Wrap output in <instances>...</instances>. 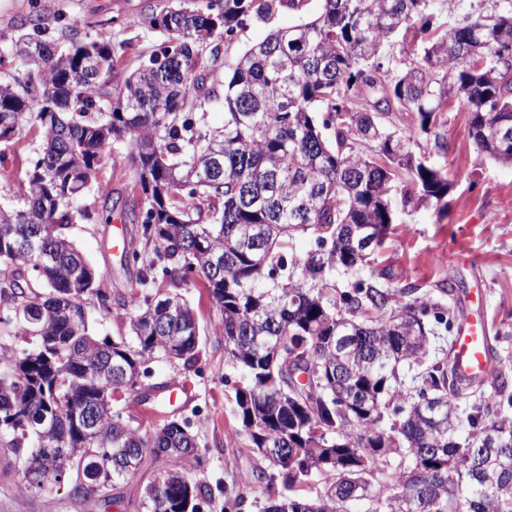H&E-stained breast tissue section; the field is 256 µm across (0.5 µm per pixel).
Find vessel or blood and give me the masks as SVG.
Segmentation results:
<instances>
[{
	"mask_svg": "<svg viewBox=\"0 0 512 512\" xmlns=\"http://www.w3.org/2000/svg\"><path fill=\"white\" fill-rule=\"evenodd\" d=\"M488 325L482 313L471 314L453 340L452 364L455 375L462 380L493 376L498 365L488 348Z\"/></svg>",
	"mask_w": 512,
	"mask_h": 512,
	"instance_id": "1",
	"label": "vessel or blood"
}]
</instances>
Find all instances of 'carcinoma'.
I'll return each instance as SVG.
<instances>
[{
	"mask_svg": "<svg viewBox=\"0 0 512 512\" xmlns=\"http://www.w3.org/2000/svg\"><path fill=\"white\" fill-rule=\"evenodd\" d=\"M0 52V156L26 128L24 206L0 207V445L37 464L24 485L74 482L83 506L160 463L139 499L154 512H195L211 497L189 421L139 432L118 406L139 398L158 354L183 369L201 356L200 327L179 293L208 290L224 354L241 378L233 406L256 459L224 512H512V390L505 375L457 380L449 355L427 360L450 307L416 288L359 277L403 204L448 208L441 114L462 103L478 156L512 165V10L465 15L442 29L426 0H178L138 24L163 35L138 68L113 75L129 43L48 40L37 0ZM288 9L235 59L214 127L192 97L221 41ZM403 33L401 60L386 53ZM413 124L396 128L392 113ZM427 152L415 153L417 139ZM122 154L152 256L116 298L130 339L99 338L88 307L109 313L94 265L70 239L74 215L111 222L112 207L73 213L101 191L100 167ZM311 246L295 254V238ZM24 337L16 348L9 340ZM308 374L300 383L293 374ZM468 410L461 421L459 406ZM96 409L89 435L84 408ZM322 484L307 495L311 481Z\"/></svg>",
	"mask_w": 512,
	"mask_h": 512,
	"instance_id": "obj_1",
	"label": "carcinoma"
}]
</instances>
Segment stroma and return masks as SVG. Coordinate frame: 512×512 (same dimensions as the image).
<instances>
[{
    "label": "stroma",
    "instance_id": "1",
    "mask_svg": "<svg viewBox=\"0 0 512 512\" xmlns=\"http://www.w3.org/2000/svg\"><path fill=\"white\" fill-rule=\"evenodd\" d=\"M167 0H40L46 17L64 15L83 19L76 30H57L60 47L71 41H128L119 66L127 77L140 58L162 40L159 32L138 26L141 15L162 7ZM448 129V155L443 165L448 174V209H401L392 231L374 256L372 269L384 274L386 286L417 288L438 294L450 289L449 303L456 324H463L472 307L467 293L475 278L485 289L483 310L489 330L512 325V165L479 158L469 136L468 114L456 101L443 114ZM39 146L34 135L23 136L8 150L0 166V205L22 206L27 159ZM123 233L127 243H139L136 225L116 229L114 224L76 221L68 233L79 250L94 264L103 288L110 294L125 292L137 277V268L114 253L112 239ZM182 293L194 308L201 330V360L197 371H185L162 357L149 363L146 385L161 390L148 403L128 399L121 405L126 424L145 430L159 421L189 420L205 456V479L212 489L200 512H222L225 489L235 487L253 459L245 446L240 419L232 410L234 396L227 377L234 371L224 354V339L213 331L218 315L202 286L187 281ZM22 458L0 447V512H89L73 492L72 482L48 490L25 488Z\"/></svg>",
    "mask_w": 512,
    "mask_h": 512
}]
</instances>
